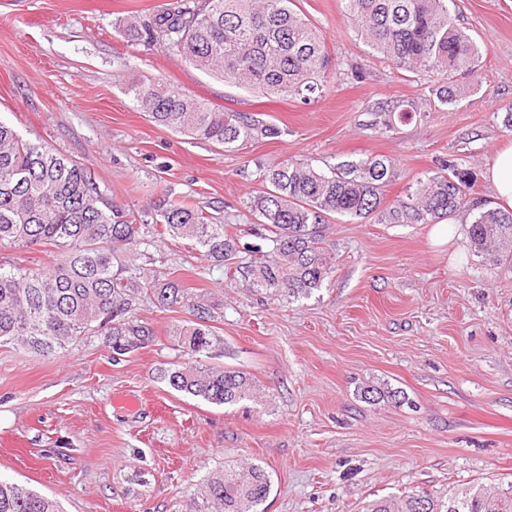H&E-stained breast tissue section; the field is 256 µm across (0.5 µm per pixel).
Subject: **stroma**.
Segmentation results:
<instances>
[{
    "label": "stroma",
    "instance_id": "stroma-1",
    "mask_svg": "<svg viewBox=\"0 0 512 512\" xmlns=\"http://www.w3.org/2000/svg\"><path fill=\"white\" fill-rule=\"evenodd\" d=\"M171 0H0V119L95 176L113 202L146 216L168 193L218 207L229 233L257 244L243 202L257 169L286 159L334 165L389 157L413 178L454 159L483 172L512 141V0H453L482 57L454 74L443 105L427 76L372 57L339 0H295L334 66L321 98L270 100L211 79L169 52L143 22ZM154 78L216 111L265 114L280 137L235 152L155 125L125 94ZM412 106L393 130L375 104ZM436 246L427 224L330 219L335 269L290 302L245 287L236 264H216L185 241L155 237L149 269L177 278L219 312L212 365L250 374L259 398L216 406L173 390L184 362L167 331L187 319L150 299L135 310L155 339L113 360L103 337L56 358L0 347V476L55 499L62 512H189L204 479L225 463L258 464L272 487L266 512H362L370 501L424 490L512 487V272L468 251V212ZM404 392L365 401V388Z\"/></svg>",
    "mask_w": 512,
    "mask_h": 512
}]
</instances>
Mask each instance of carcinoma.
I'll return each mask as SVG.
<instances>
[{"instance_id":"carcinoma-1","label":"carcinoma","mask_w":512,"mask_h":512,"mask_svg":"<svg viewBox=\"0 0 512 512\" xmlns=\"http://www.w3.org/2000/svg\"><path fill=\"white\" fill-rule=\"evenodd\" d=\"M448 2L340 0L350 28L370 53L428 76L444 105L456 101L449 75L473 73L481 54ZM148 29L209 77L267 95L315 99L332 67L324 39L295 10V0H197L155 14ZM125 94L156 125L226 152L281 135L256 113L214 112L160 81L130 83ZM375 115V124L388 130L409 118L398 101L380 104ZM258 175L263 189L248 197L246 208L258 220L272 257L244 268L248 288L293 300L321 288L334 258L322 245L320 225L336 215L349 222L376 214L386 224H437L466 210L472 214L467 236L472 254L493 269L512 268V211L474 203L476 173L454 161L444 160L417 177L389 206L384 188L399 171L384 155L324 169L285 160L259 168ZM152 225L218 263L233 260L239 249L217 215L181 201H164L151 223H137L86 169L0 120V248L51 247L56 253L46 267H0V346L54 357L86 336H103L109 349L132 353L155 336L134 316L140 297L149 292L158 308L181 305L190 315L169 330L188 356L165 374L169 386L216 405L255 399L256 385L246 373L205 363L222 343L212 325L214 308L189 298L174 278H148L137 264V247L150 245ZM271 487L262 466L226 464L205 479L201 512H264ZM0 512L61 510L53 499L0 477ZM366 512H512V490L472 485L449 491L445 499L411 493L375 500Z\"/></svg>"}]
</instances>
